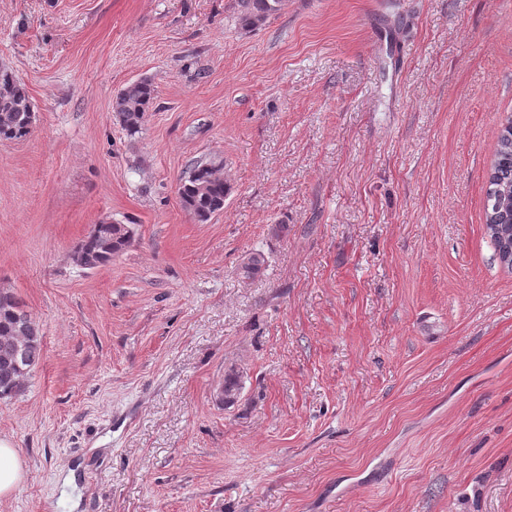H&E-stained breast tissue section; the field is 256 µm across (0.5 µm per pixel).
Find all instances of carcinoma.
I'll return each instance as SVG.
<instances>
[{"label":"carcinoma","mask_w":512,"mask_h":512,"mask_svg":"<svg viewBox=\"0 0 512 512\" xmlns=\"http://www.w3.org/2000/svg\"><path fill=\"white\" fill-rule=\"evenodd\" d=\"M282 0H237V17L240 25L254 29L280 10ZM155 100L151 82L137 80L121 89L113 98L115 113L126 134L134 138L142 133L148 112ZM35 110L27 86L15 74L0 69V140L20 141L33 132L32 119ZM230 187L208 163H199L189 172L178 189L182 207L198 220L206 221L224 209ZM485 223L501 225L500 234L490 236L497 255H502L503 246L512 239V140L501 135L492 163L487 190ZM132 243L116 230L103 227L89 231L81 241L87 259L99 267L112 257L125 251ZM266 263L261 252H252L238 266L239 275L250 280L256 277ZM14 336L24 337L27 365L25 371L4 375L1 370L7 365L5 347ZM42 357V336L39 326L25 310L24 304L14 295L0 292V399L20 393ZM242 389L238 374L229 372L224 376V402L231 404Z\"/></svg>","instance_id":"cac0c4a2"}]
</instances>
